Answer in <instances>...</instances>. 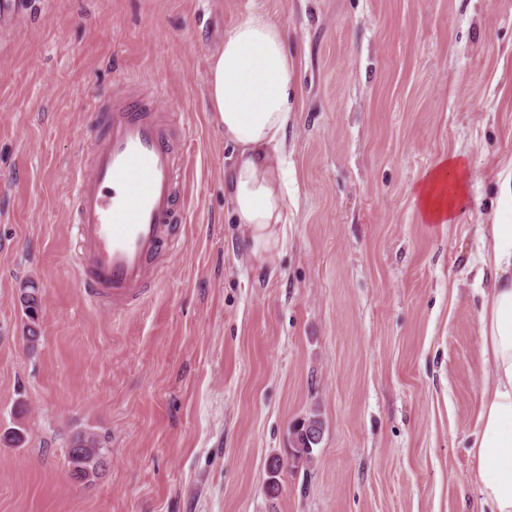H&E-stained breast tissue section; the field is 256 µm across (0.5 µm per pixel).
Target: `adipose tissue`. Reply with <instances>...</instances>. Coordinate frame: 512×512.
<instances>
[{
	"instance_id": "adipose-tissue-1",
	"label": "adipose tissue",
	"mask_w": 512,
	"mask_h": 512,
	"mask_svg": "<svg viewBox=\"0 0 512 512\" xmlns=\"http://www.w3.org/2000/svg\"><path fill=\"white\" fill-rule=\"evenodd\" d=\"M212 117L233 151L224 190L235 223L244 225L260 261L280 247L288 221L286 132L294 120L297 82L282 23L261 13L238 22L208 58ZM467 172L457 156L441 158L418 185L427 222L453 223L466 198ZM482 263L494 273L479 314L480 355L492 381L481 392L470 443L469 482L488 512H512V222L482 225Z\"/></svg>"
}]
</instances>
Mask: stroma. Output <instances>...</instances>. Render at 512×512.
<instances>
[{"label":"stroma","instance_id":"35a3bbf8","mask_svg":"<svg viewBox=\"0 0 512 512\" xmlns=\"http://www.w3.org/2000/svg\"><path fill=\"white\" fill-rule=\"evenodd\" d=\"M0 33V512H475L469 452L489 271L480 225L512 218V0H32ZM252 13L280 21L298 83L283 245L254 260L224 195L207 60ZM159 88L192 139L188 222L154 295L117 317L74 271L72 182L97 103ZM457 154L467 198L415 190ZM41 293L29 351L22 281ZM313 463L266 490L292 423ZM94 433L106 464L67 466ZM468 175L456 155L441 158L418 185L416 201L427 222L453 223L455 212L465 201ZM322 432L323 421L318 414H312L293 426L288 456L274 455L268 463L267 491L270 496L274 497L278 494L280 476L284 470L298 469L311 463L313 447L320 443ZM106 448L94 433L77 432L70 440L68 467L73 478L88 479L98 475L105 465Z\"/></svg>","mask_w":512,"mask_h":512}]
</instances>
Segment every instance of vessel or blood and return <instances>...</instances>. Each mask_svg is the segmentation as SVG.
Instances as JSON below:
<instances>
[{"label":"vessel or blood","instance_id":"obj_1","mask_svg":"<svg viewBox=\"0 0 512 512\" xmlns=\"http://www.w3.org/2000/svg\"><path fill=\"white\" fill-rule=\"evenodd\" d=\"M107 126L75 180L79 285L115 314L144 301L176 255L187 221L188 138H176L157 101L129 93L103 107Z\"/></svg>","mask_w":512,"mask_h":512}]
</instances>
